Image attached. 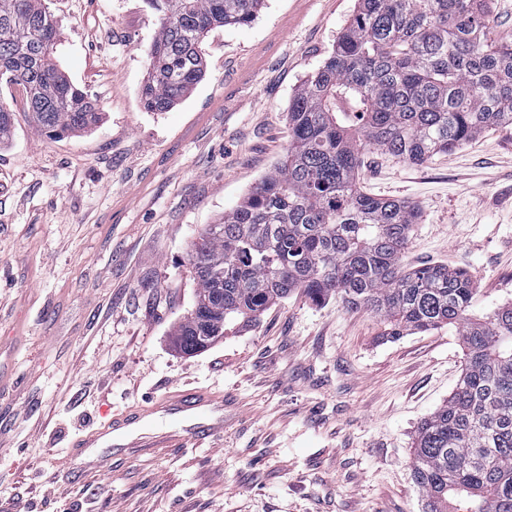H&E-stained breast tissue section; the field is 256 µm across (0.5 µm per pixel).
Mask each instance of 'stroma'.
Wrapping results in <instances>:
<instances>
[{"label":"stroma","mask_w":512,"mask_h":512,"mask_svg":"<svg viewBox=\"0 0 512 512\" xmlns=\"http://www.w3.org/2000/svg\"><path fill=\"white\" fill-rule=\"evenodd\" d=\"M56 63L102 112L51 139L0 81V512H422L416 430L463 364L455 327L383 334L377 315L295 293L192 357L187 253L283 158L288 105L356 0H264L204 43L206 74L166 112L138 92L159 21L144 0H46ZM364 189L411 202L408 267L467 271L471 312L512 298V126L414 165L375 150ZM173 390L224 395V445L104 447L75 481V439Z\"/></svg>","instance_id":"stroma-1"}]
</instances>
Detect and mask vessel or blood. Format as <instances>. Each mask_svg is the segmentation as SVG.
Returning a JSON list of instances; mask_svg holds the SVG:
<instances>
[{"instance_id": "vessel-or-blood-1", "label": "vessel or blood", "mask_w": 512, "mask_h": 512, "mask_svg": "<svg viewBox=\"0 0 512 512\" xmlns=\"http://www.w3.org/2000/svg\"><path fill=\"white\" fill-rule=\"evenodd\" d=\"M154 409L172 420L169 430L151 436L149 428L141 423L146 415L145 409L130 408L112 417L104 429L74 441L71 451L73 462L67 467L68 475L80 479L97 472L102 466V458L96 450L109 443L119 448H161L167 445L196 448L224 437L223 394L178 391L161 398Z\"/></svg>"}]
</instances>
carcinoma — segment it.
<instances>
[{
  "label": "carcinoma",
  "mask_w": 512,
  "mask_h": 512,
  "mask_svg": "<svg viewBox=\"0 0 512 512\" xmlns=\"http://www.w3.org/2000/svg\"><path fill=\"white\" fill-rule=\"evenodd\" d=\"M490 0H357L336 47L288 105L277 166L192 242L194 309L174 327L186 355L296 291L382 320L386 336L458 328L452 394L417 429L412 474L423 512H512V299L470 314L474 280L446 264L405 269L415 206L359 186L367 151L411 164L512 124V42L487 40ZM160 21L139 90L166 112L205 75L202 44L251 22L263 0H146ZM45 0H0V80L26 90L49 138L87 132L99 105L58 69Z\"/></svg>",
  "instance_id": "cac0c4a2"
}]
</instances>
